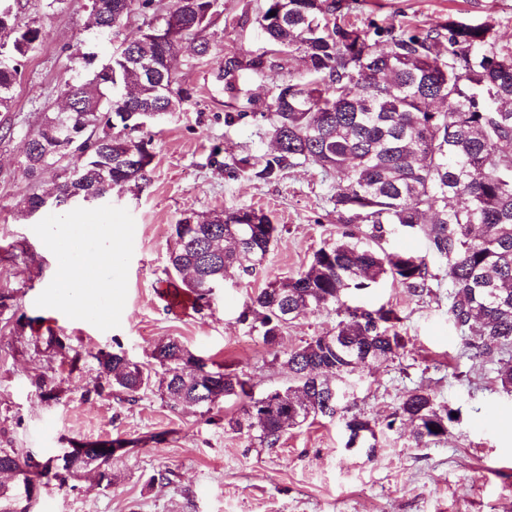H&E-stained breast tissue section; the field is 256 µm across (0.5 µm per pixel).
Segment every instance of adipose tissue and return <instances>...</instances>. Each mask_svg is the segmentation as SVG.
Wrapping results in <instances>:
<instances>
[{"label":"adipose tissue","instance_id":"obj_1","mask_svg":"<svg viewBox=\"0 0 512 512\" xmlns=\"http://www.w3.org/2000/svg\"><path fill=\"white\" fill-rule=\"evenodd\" d=\"M95 230L98 236L103 237L104 244L92 261H73L71 254L74 235L70 228H63L51 243L52 248L61 255L51 284V299L82 312L96 311L98 294L108 292L111 288L110 281L93 276L92 270L95 264L114 262L111 244L114 231L108 224L96 225Z\"/></svg>","mask_w":512,"mask_h":512}]
</instances>
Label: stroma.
<instances>
[{"label":"stroma","instance_id":"1","mask_svg":"<svg viewBox=\"0 0 512 512\" xmlns=\"http://www.w3.org/2000/svg\"><path fill=\"white\" fill-rule=\"evenodd\" d=\"M341 2L349 7L346 21L361 28L375 22L431 29L454 18L489 24L501 44L512 45V0ZM22 3L21 21L37 19L47 36L23 69L11 110L0 112V123L16 128L0 141V293L12 297L9 309L0 310V448L47 460L83 442L125 443L112 457L111 485L93 474L63 486L53 480L41 487L30 512H512V394L497 381V362L469 359L448 320L446 266L434 258L429 294L412 296L386 277L350 296V304L368 309L392 307L406 348L358 374L349 404L382 423L408 391H429L438 404L459 411L439 443L422 447L407 430H386L370 457L346 449L342 420L319 418L289 430L279 447L262 448L230 428L238 415L231 401L206 415L195 407L170 408L154 385L133 402L93 393L98 350L124 352L150 368L155 344L169 337L246 374L256 393L286 386L288 371L276 352L333 331L339 312L289 321L275 349L238 316L249 296L296 276L317 249L340 236L343 226L329 201L337 175L310 163L284 168L267 182L235 172L240 158L260 159L273 147L266 124L253 115L226 122L230 98L216 80L217 63L264 46L258 19L265 0H220L209 61L186 51L175 63L190 99L142 131L152 140L148 184L114 189L99 205L22 216L19 201L32 187L51 189L55 179L51 171L35 185L26 178L24 135L43 113L62 108L58 85L86 32L91 0H63L52 10L42 0ZM236 209L270 215L282 229L278 243L255 272L216 291L209 307L174 309L165 274L174 225L194 214ZM89 219L116 225L117 261L100 315L82 317L49 300L57 261L50 239L56 225ZM50 335L64 337L65 352L46 346ZM39 378L53 388V399L42 397ZM160 470L169 471L170 484H150Z\"/></svg>","mask_w":512,"mask_h":512}]
</instances>
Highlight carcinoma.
I'll list each match as a JSON object with an SVG mask.
<instances>
[{
	"instance_id": "1",
	"label": "carcinoma",
	"mask_w": 512,
	"mask_h": 512,
	"mask_svg": "<svg viewBox=\"0 0 512 512\" xmlns=\"http://www.w3.org/2000/svg\"><path fill=\"white\" fill-rule=\"evenodd\" d=\"M19 2L0 0V112L11 108L25 62L43 41L38 21H19ZM218 2L173 0L167 11L178 13L180 24L165 37L141 28L105 63H97L91 51L71 57L72 75L59 87L65 108L44 113L25 134L28 149L21 162L33 181L54 170L56 194L47 201L33 188L20 202L24 215L65 209L71 197L81 203L149 181V169L132 163L149 141L126 134L123 93L153 112L179 109L190 94L167 60L190 40L198 43L200 58L210 56L207 31ZM339 9L336 0H266L260 25L269 49L225 58L218 78L236 99L242 71L272 72L281 68L283 54L303 55L304 75L275 85L259 112L279 148L261 162L244 160V171L267 181L288 164L310 162L340 174L331 201L337 220L348 225L336 241L314 252L305 270L250 297L239 322L275 347L285 324L301 314L334 307L344 318L334 333L284 352L288 386L258 396L246 375L223 370L176 338L152 352L170 407L209 413L234 400L241 415L230 424L264 448L277 447L288 430L310 418H336L354 389L353 376L405 349L393 309L342 301L384 276L414 296L429 292L426 257L370 245L382 238L386 224L421 233L429 253L446 263L449 320L461 332L479 325L465 342L469 357L497 360L501 387L512 393V359L501 358L512 351V46L500 44L484 23L450 18L435 31L393 25L364 30L333 19ZM91 15L92 41L119 36L134 15L160 19L156 0H92ZM69 134L77 142L68 148ZM280 233L268 214L255 209L214 212L193 224L182 220L174 225L176 246L166 272L182 277V290L202 310L214 287L261 266ZM95 358L99 378L129 400L150 383L143 366L122 352L100 350ZM452 412L431 393L410 391L385 427L407 424L417 444L426 446L448 435L457 421ZM343 424L346 448L374 454L378 423L353 414ZM83 447L81 455L44 462L0 448V475L20 479L28 503L42 477L64 485L93 470L111 484L112 451L98 442Z\"/></svg>"
}]
</instances>
